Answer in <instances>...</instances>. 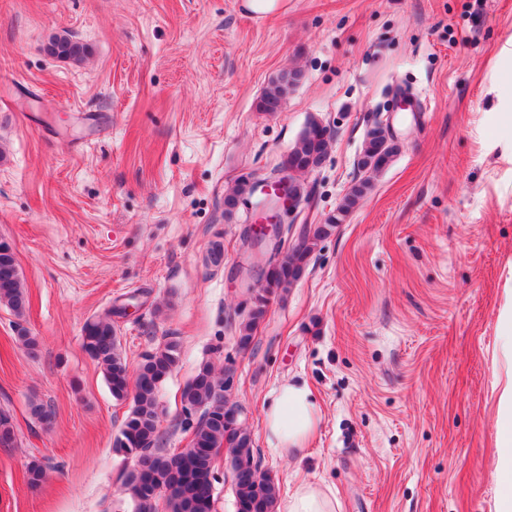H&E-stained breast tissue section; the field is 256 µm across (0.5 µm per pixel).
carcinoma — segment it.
<instances>
[{"label":"carcinoma","mask_w":512,"mask_h":512,"mask_svg":"<svg viewBox=\"0 0 512 512\" xmlns=\"http://www.w3.org/2000/svg\"><path fill=\"white\" fill-rule=\"evenodd\" d=\"M45 51L58 59L81 63L87 48L69 35L53 36ZM297 74L289 72L272 84L260 101L264 112L281 108L288 86ZM330 144V135L311 124L289 151L286 161L300 168L319 165ZM397 152L394 143L374 131L366 140L361 165L372 173L381 171ZM370 188V179L352 188L336 214L314 227L302 225L297 238L291 241L284 259L268 260L264 285L253 296L247 317L238 329V344L247 348L259 323L267 313L270 297L285 292L301 278L309 265L318 242L327 237L336 225L344 222L359 199ZM0 306L12 311L15 340L29 351L38 341L26 325L27 295L14 249L0 239ZM83 348L104 370L112 397L132 399L113 444V451L132 462L118 476L120 489L132 504L133 512H158V497L153 490L165 491L168 512H212L214 506V451L224 449L236 495L237 512H275L279 486L268 472L260 470L255 460L253 439L244 426H232L228 416L236 405L224 392L226 375H217L209 362L202 363L181 393L182 427L191 433L189 447L180 453L168 454L159 448L160 410L158 392L162 383L179 362L180 344L171 337L163 345L146 352L135 372L130 374L120 352L117 330L112 314L86 322ZM29 485L36 487L46 477L43 461L34 458L26 466Z\"/></svg>","instance_id":"1"}]
</instances>
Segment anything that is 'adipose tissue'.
<instances>
[{"label": "adipose tissue", "instance_id": "adipose-tissue-1", "mask_svg": "<svg viewBox=\"0 0 512 512\" xmlns=\"http://www.w3.org/2000/svg\"><path fill=\"white\" fill-rule=\"evenodd\" d=\"M320 420L319 408L308 387L284 383L265 410L267 441L284 452L304 447ZM495 446L500 460L494 475L500 489L499 512H512V381L501 396Z\"/></svg>", "mask_w": 512, "mask_h": 512}]
</instances>
